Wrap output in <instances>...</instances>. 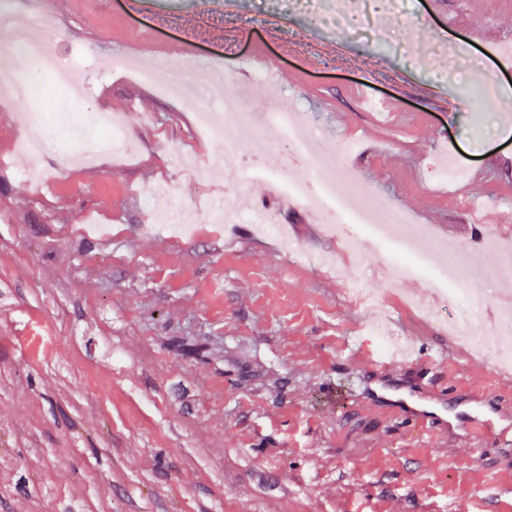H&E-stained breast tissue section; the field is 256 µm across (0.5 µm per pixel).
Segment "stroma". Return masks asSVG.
<instances>
[{
    "instance_id": "stroma-1",
    "label": "stroma",
    "mask_w": 512,
    "mask_h": 512,
    "mask_svg": "<svg viewBox=\"0 0 512 512\" xmlns=\"http://www.w3.org/2000/svg\"><path fill=\"white\" fill-rule=\"evenodd\" d=\"M129 2L8 0L11 22L63 25L62 59L86 55V92L56 91L61 104L124 113L136 151L62 172L58 152L79 151L62 137L34 185L17 144L39 103L0 89V512H512V444L468 430L478 413L512 433V380L448 332L449 303L386 280L385 250L348 252L302 204L268 197L266 178L201 189L174 157L217 170L224 143L199 139L178 98L127 107L135 71L193 49L245 111L287 97L330 153L358 140L346 163L364 193L493 265L470 211L512 237V70L484 52L512 42V0H400L383 28L367 13L348 38L281 0ZM123 48L133 75H101ZM263 57L267 84L251 79ZM474 82L498 104L458 109ZM451 153L470 166L452 192L439 177ZM163 182L188 212L204 196L272 210L297 252L250 224L175 235L148 211ZM473 289L494 332L512 296ZM379 317L413 352L373 370ZM412 407L437 424L409 425Z\"/></svg>"
}]
</instances>
